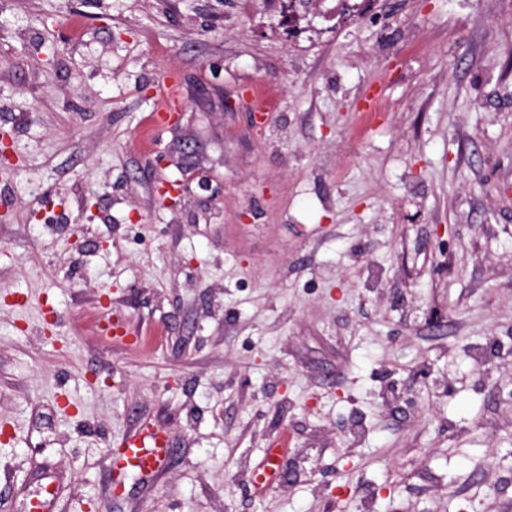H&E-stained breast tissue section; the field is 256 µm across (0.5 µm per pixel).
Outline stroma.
I'll list each match as a JSON object with an SVG mask.
<instances>
[{
    "instance_id": "obj_1",
    "label": "stroma",
    "mask_w": 512,
    "mask_h": 512,
    "mask_svg": "<svg viewBox=\"0 0 512 512\" xmlns=\"http://www.w3.org/2000/svg\"><path fill=\"white\" fill-rule=\"evenodd\" d=\"M279 19L0 0V512H512V0ZM170 453L171 449L164 438L153 427L144 426L130 441L123 444V448L118 449L116 459L125 467H132L138 473L150 476L165 468Z\"/></svg>"
}]
</instances>
